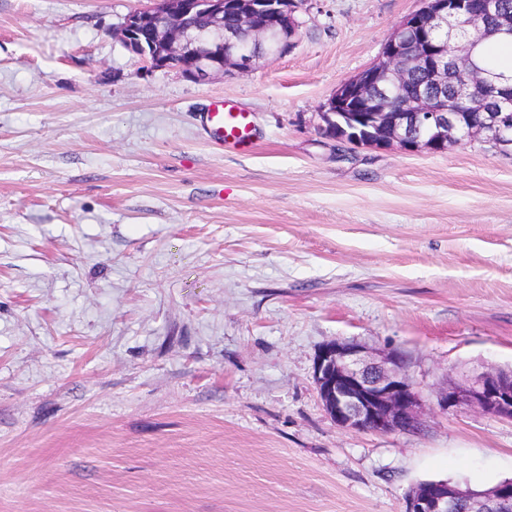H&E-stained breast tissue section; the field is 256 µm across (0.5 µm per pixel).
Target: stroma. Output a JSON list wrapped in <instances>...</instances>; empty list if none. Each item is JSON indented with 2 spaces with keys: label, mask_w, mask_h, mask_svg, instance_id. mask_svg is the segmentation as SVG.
<instances>
[{
  "label": "stroma",
  "mask_w": 512,
  "mask_h": 512,
  "mask_svg": "<svg viewBox=\"0 0 512 512\" xmlns=\"http://www.w3.org/2000/svg\"><path fill=\"white\" fill-rule=\"evenodd\" d=\"M150 0H0V512H405L512 478V422L436 392L512 370V151L322 137L423 0H306L206 81L115 31ZM249 112L248 149L201 115ZM332 341L401 353L425 427L339 428Z\"/></svg>",
  "instance_id": "obj_1"
}]
</instances>
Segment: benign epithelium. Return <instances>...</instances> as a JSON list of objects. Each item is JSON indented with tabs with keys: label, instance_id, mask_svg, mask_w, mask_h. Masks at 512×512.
Instances as JSON below:
<instances>
[{
	"label": "benign epithelium",
	"instance_id": "1",
	"mask_svg": "<svg viewBox=\"0 0 512 512\" xmlns=\"http://www.w3.org/2000/svg\"><path fill=\"white\" fill-rule=\"evenodd\" d=\"M304 0H156L129 14L119 28L125 46L151 69L180 61L178 71L198 81L228 70L244 73L262 59L293 49L299 37L296 13ZM232 15L236 27H224ZM512 39V17L496 0H424L403 18L380 58L343 82L319 112L320 130L330 137L347 123L351 140L406 151L444 152L450 139L485 138L507 148L501 132L512 129L504 106L512 82L490 73L474 50L493 38ZM427 44L425 81L414 91L415 43ZM318 394L344 430L379 435L421 427V399L395 352L356 342H330L315 363ZM442 408L466 406L512 420V375L482 372L465 386L436 395ZM512 512V487L498 486L487 503L468 499L448 483H424L408 494L405 512Z\"/></svg>",
	"mask_w": 512,
	"mask_h": 512
}]
</instances>
